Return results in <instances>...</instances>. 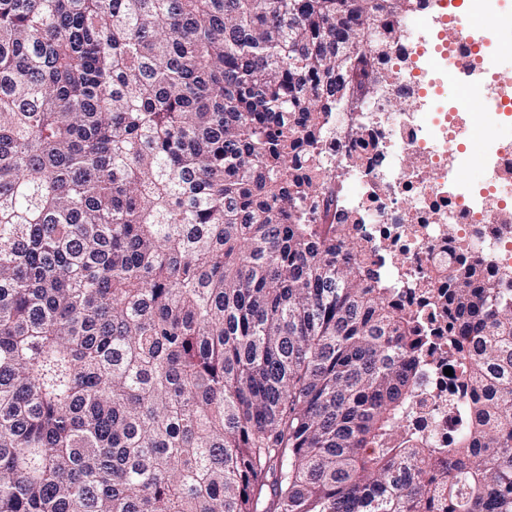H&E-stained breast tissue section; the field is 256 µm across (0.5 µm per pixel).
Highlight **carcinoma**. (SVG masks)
<instances>
[{
  "label": "carcinoma",
  "instance_id": "cac0c4a2",
  "mask_svg": "<svg viewBox=\"0 0 512 512\" xmlns=\"http://www.w3.org/2000/svg\"><path fill=\"white\" fill-rule=\"evenodd\" d=\"M427 0H0V512H512V267L448 268L477 390L318 224V151ZM426 357L427 369L422 372L417 383V398L423 400L424 406L418 410L422 419V431L436 448L448 447V435L455 430L457 413L453 410L456 403L464 400L466 387L471 395L470 384L466 374L458 366L450 367L453 376L444 374L448 367V342L434 340ZM462 384H465L463 394Z\"/></svg>",
  "mask_w": 512,
  "mask_h": 512
}]
</instances>
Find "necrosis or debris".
I'll return each instance as SVG.
<instances>
[{"label": "necrosis or debris", "mask_w": 512, "mask_h": 512, "mask_svg": "<svg viewBox=\"0 0 512 512\" xmlns=\"http://www.w3.org/2000/svg\"><path fill=\"white\" fill-rule=\"evenodd\" d=\"M472 2L486 28L467 31L462 41V19L448 0H428L401 18L405 36L377 63L375 92L362 111L335 113L323 141L325 162L339 175L336 208L316 200L323 221L338 212L359 217L369 255L398 288L401 305L438 336L417 383L422 431L437 448L448 445L466 382L462 368H449L440 339L448 312L432 298L447 295L448 280L437 268L456 262L464 244L485 272L512 267V138L494 133L512 106V82L496 72L488 51L486 30L502 21L496 0ZM452 81L472 85L474 97L449 102ZM476 110L492 134L483 180L473 184L459 174L472 162L468 129Z\"/></svg>", "instance_id": "4bbe7bcc"}]
</instances>
